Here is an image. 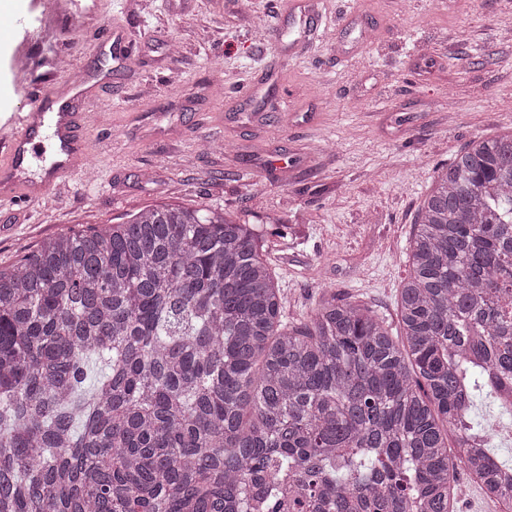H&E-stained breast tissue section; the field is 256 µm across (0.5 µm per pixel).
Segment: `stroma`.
<instances>
[{
  "instance_id": "1",
  "label": "stroma",
  "mask_w": 512,
  "mask_h": 512,
  "mask_svg": "<svg viewBox=\"0 0 512 512\" xmlns=\"http://www.w3.org/2000/svg\"><path fill=\"white\" fill-rule=\"evenodd\" d=\"M290 0H73L43 26L32 0H0V118L69 73L109 70L91 105L89 169L41 200L0 205V265L67 230L139 210H221L249 224L297 323L324 292L396 324L406 248L435 166L512 130V0H323L330 27L288 54ZM264 18L255 33L251 15ZM122 27L128 63L95 54L93 22ZM33 65L23 80L15 52ZM348 60H341V53ZM290 91L248 112L237 86Z\"/></svg>"
}]
</instances>
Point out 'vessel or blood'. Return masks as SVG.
<instances>
[{
  "instance_id": "obj_1",
  "label": "vessel or blood",
  "mask_w": 512,
  "mask_h": 512,
  "mask_svg": "<svg viewBox=\"0 0 512 512\" xmlns=\"http://www.w3.org/2000/svg\"><path fill=\"white\" fill-rule=\"evenodd\" d=\"M321 0H291V17L299 18L303 32L326 24L319 7ZM93 39L98 50L109 52L113 61L124 65L131 57L130 42L123 31L107 24L95 27ZM102 88L101 82L80 79L37 95L27 110L15 113L8 133L0 132V202L39 201L63 177L84 170L90 151L91 120L87 110ZM54 139L60 158L46 168L40 182L22 180L18 172L28 145L39 134Z\"/></svg>"
}]
</instances>
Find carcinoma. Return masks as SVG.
I'll return each mask as SVG.
<instances>
[{"label":"carcinoma","instance_id":"1","mask_svg":"<svg viewBox=\"0 0 512 512\" xmlns=\"http://www.w3.org/2000/svg\"><path fill=\"white\" fill-rule=\"evenodd\" d=\"M406 259L396 335L334 293L286 323L220 212L43 239L0 267V512H453L461 470L511 506L512 131L436 170Z\"/></svg>","mask_w":512,"mask_h":512}]
</instances>
